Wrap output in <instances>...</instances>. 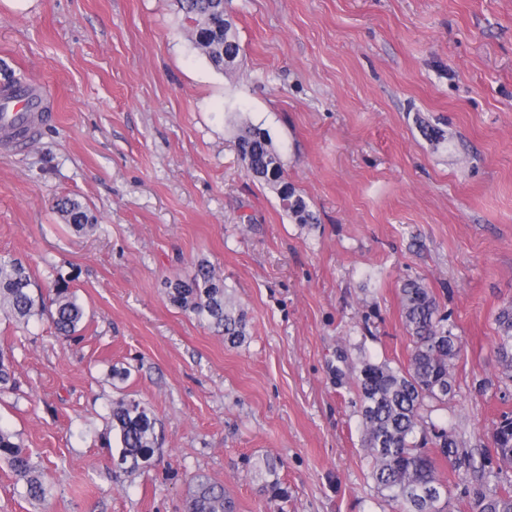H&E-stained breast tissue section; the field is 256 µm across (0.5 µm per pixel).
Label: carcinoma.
Masks as SVG:
<instances>
[{
  "mask_svg": "<svg viewBox=\"0 0 512 512\" xmlns=\"http://www.w3.org/2000/svg\"><path fill=\"white\" fill-rule=\"evenodd\" d=\"M189 24L188 33L197 52L216 69L230 74L234 65L227 59H239L241 45L233 25L224 21L225 0H178ZM236 147L247 173L274 193L283 207L301 224L314 220L304 197L288 182L281 154L270 136L249 122L237 126ZM55 208L65 223L78 230L93 229L87 206L75 198L57 199ZM170 304L193 315L198 321L224 335L234 347L244 343L247 315L234 306L214 269L200 262L192 277L167 282ZM402 315L414 346L404 368L366 363L354 379L360 402L364 447L373 459L372 477L389 501L402 512H445L448 483L440 478L437 458H455L453 435L431 418L430 404L441 403L452 391L450 369L460 351L458 339L438 304L422 281L409 280L401 288ZM0 315L18 323L44 316L55 333L65 340L79 339L86 310L69 281L58 278L48 293L35 283L30 269L19 258L0 255ZM497 352L503 373L512 378V305L497 314ZM11 357L0 350V395L14 388ZM117 452L115 472L131 474L148 462L159 447L156 418L141 400L128 394L112 401L108 409ZM494 461L512 464V418L505 417L493 432ZM16 435L0 425V460L7 462L20 494L32 501L44 502L50 489L43 472L15 441ZM433 443L435 449L427 448ZM261 491L272 500L283 499L279 467L264 462ZM472 512H512V492L499 483L479 484L470 502ZM185 512H235V503L224 485L207 477L196 478L194 490L185 503Z\"/></svg>",
  "mask_w": 512,
  "mask_h": 512,
  "instance_id": "1",
  "label": "carcinoma"
}]
</instances>
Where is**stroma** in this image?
I'll list each match as a JSON object with an SVG mask.
<instances>
[{
    "label": "stroma",
    "mask_w": 512,
    "mask_h": 512,
    "mask_svg": "<svg viewBox=\"0 0 512 512\" xmlns=\"http://www.w3.org/2000/svg\"><path fill=\"white\" fill-rule=\"evenodd\" d=\"M233 75L194 49L176 0L0 2V90L48 89L20 148L0 137V254L46 285L70 280L87 317L0 318L17 388L0 396L51 491L0 512H184L195 475L236 512H400L362 446L353 375L407 364L400 288L419 279L459 338L432 420L481 460L512 415L495 317L512 303V0H228ZM248 120L280 151L316 223L253 181ZM76 198L94 231L53 202ZM207 261L249 320L243 345L172 307L169 279ZM131 375L112 385V367ZM148 404L160 447L115 476L108 407ZM277 459L284 502L261 495Z\"/></svg>",
    "instance_id": "stroma-1"
}]
</instances>
